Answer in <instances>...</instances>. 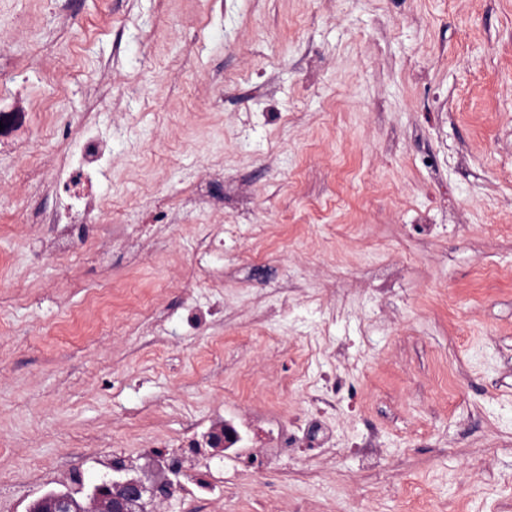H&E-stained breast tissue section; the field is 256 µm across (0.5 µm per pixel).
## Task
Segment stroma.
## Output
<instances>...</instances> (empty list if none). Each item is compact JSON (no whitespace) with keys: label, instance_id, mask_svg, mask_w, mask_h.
<instances>
[{"label":"stroma","instance_id":"obj_1","mask_svg":"<svg viewBox=\"0 0 512 512\" xmlns=\"http://www.w3.org/2000/svg\"><path fill=\"white\" fill-rule=\"evenodd\" d=\"M20 90L52 109L0 148V512L283 408L290 346L357 388L336 454L201 441L158 512H512V0H0ZM83 122L112 209L55 257L37 166Z\"/></svg>","mask_w":512,"mask_h":512}]
</instances>
